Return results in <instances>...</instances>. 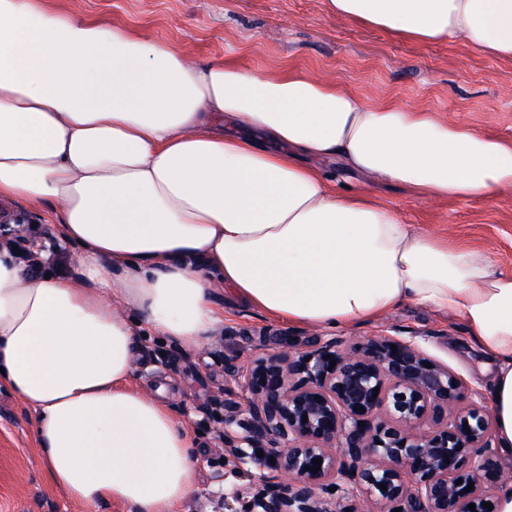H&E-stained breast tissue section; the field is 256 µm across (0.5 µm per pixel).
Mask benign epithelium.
<instances>
[{"mask_svg": "<svg viewBox=\"0 0 512 512\" xmlns=\"http://www.w3.org/2000/svg\"><path fill=\"white\" fill-rule=\"evenodd\" d=\"M223 367L217 452L265 468L224 495L230 512H490L481 486L512 480L484 398L456 410L463 382L412 338L321 336Z\"/></svg>", "mask_w": 512, "mask_h": 512, "instance_id": "7a95c632", "label": "benign epithelium"}]
</instances>
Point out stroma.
Segmentation results:
<instances>
[{
    "label": "stroma",
    "mask_w": 512,
    "mask_h": 512,
    "mask_svg": "<svg viewBox=\"0 0 512 512\" xmlns=\"http://www.w3.org/2000/svg\"><path fill=\"white\" fill-rule=\"evenodd\" d=\"M52 8L101 16L171 45L192 61L231 58L260 76L291 66L344 85L362 102L391 100L400 107L434 112L448 121L512 142V61L487 56L461 42L419 45L385 31L336 18L325 0H49ZM383 205L409 224L448 234L456 243L487 250L512 271V191L493 199L442 201L401 187L368 186ZM215 302L224 324L202 347L188 350L146 336L134 357V382L184 423L193 439V492L174 512H225L224 490L248 484L249 473H225L209 417L199 408L224 380L221 358L250 359L262 350L304 344L319 331L270 319L241 303L226 288ZM351 341L414 336L434 360L448 366L467 389L485 391L489 376L457 315L403 306L381 318L342 329ZM32 413L0 390V512H132L100 502L70 500L50 486L31 434Z\"/></svg>",
    "instance_id": "35a3bbf8"
}]
</instances>
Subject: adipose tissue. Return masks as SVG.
I'll return each mask as SVG.
<instances>
[{"label": "adipose tissue", "instance_id": "ef3b65f1", "mask_svg": "<svg viewBox=\"0 0 512 512\" xmlns=\"http://www.w3.org/2000/svg\"><path fill=\"white\" fill-rule=\"evenodd\" d=\"M336 17L512 60V0H326ZM225 128H218L217 120ZM439 199L512 190V143L425 110L362 103L286 68L191 62L46 0H0V201L48 209L71 275L0 249V389L34 413L47 482L71 500L172 512L193 489L185 424L134 383L141 328L188 349L223 284L265 316L348 327L453 312L490 365L512 456V271L342 191L317 163Z\"/></svg>", "mask_w": 512, "mask_h": 512}]
</instances>
